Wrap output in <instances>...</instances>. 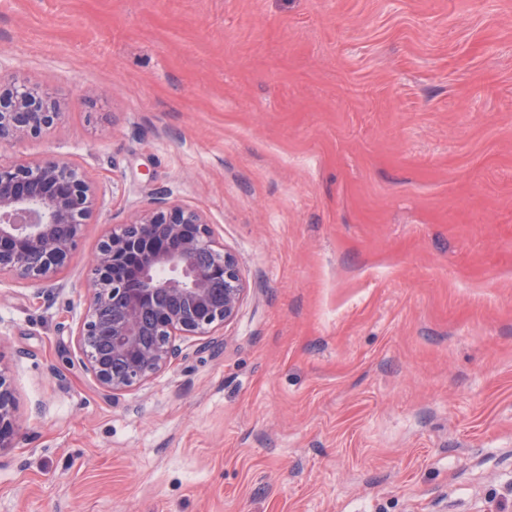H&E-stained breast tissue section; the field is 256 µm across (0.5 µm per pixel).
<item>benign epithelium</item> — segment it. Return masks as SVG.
<instances>
[{
	"label": "benign epithelium",
	"mask_w": 512,
	"mask_h": 512,
	"mask_svg": "<svg viewBox=\"0 0 512 512\" xmlns=\"http://www.w3.org/2000/svg\"><path fill=\"white\" fill-rule=\"evenodd\" d=\"M59 105L17 83L0 68V143L39 136L61 119ZM97 201L96 189L66 162L0 163V273L40 282L68 263ZM85 314L76 329L81 364L107 395L129 390L182 356L178 339L212 336L233 321L246 293L238 259L217 249L203 212L156 198L101 241L91 264ZM224 280L215 298L213 284ZM127 306L111 325L98 311L115 298ZM156 319L157 341L141 343L145 316ZM109 336L112 356L125 360L116 373L95 353L90 339ZM16 402L0 365V452L13 447Z\"/></svg>",
	"instance_id": "1"
}]
</instances>
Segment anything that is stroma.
<instances>
[{
	"label": "stroma",
	"instance_id": "35a3bbf8",
	"mask_svg": "<svg viewBox=\"0 0 512 512\" xmlns=\"http://www.w3.org/2000/svg\"><path fill=\"white\" fill-rule=\"evenodd\" d=\"M0 59L63 106L0 161L101 192L0 275V512H512V0H0ZM158 191L247 293L108 396L90 259ZM16 402L5 367L0 363V453L13 448L17 434L15 418Z\"/></svg>",
	"mask_w": 512,
	"mask_h": 512
}]
</instances>
